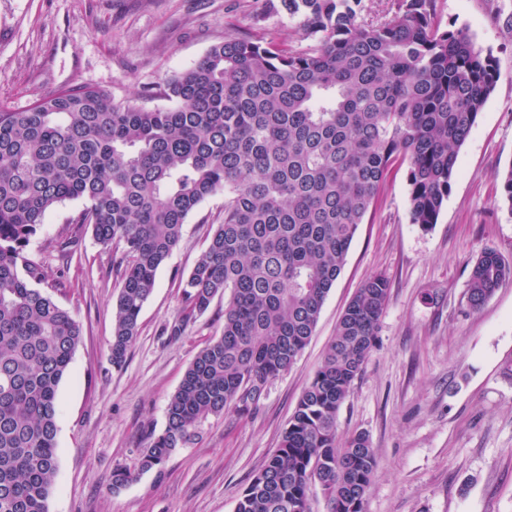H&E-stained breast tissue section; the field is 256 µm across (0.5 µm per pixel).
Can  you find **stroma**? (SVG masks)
<instances>
[{"mask_svg": "<svg viewBox=\"0 0 512 512\" xmlns=\"http://www.w3.org/2000/svg\"><path fill=\"white\" fill-rule=\"evenodd\" d=\"M441 28L466 29L494 58L499 79L461 147L437 224L410 223L405 170L391 176L360 224L309 344L272 379L249 415L203 420L158 468L140 471L150 434L197 352L224 327L227 297L180 335L181 281L224 216V196L200 204L161 265L126 363L112 364V307L122 286L116 246L72 220L84 203L50 209L28 252L63 280L50 295L83 330L58 388L59 466L49 512H235L278 448L356 290L390 285L376 346L338 414V432H365L377 454L365 512H512V280L479 308L467 303L484 248L512 260V208L501 179L512 169V0H436ZM229 36L302 52L300 17L272 0H0V103L23 110L59 89L90 86L115 103L164 108L167 80ZM79 233L63 261L56 245ZM133 479L112 488V471Z\"/></svg>", "mask_w": 512, "mask_h": 512, "instance_id": "stroma-1", "label": "stroma"}]
</instances>
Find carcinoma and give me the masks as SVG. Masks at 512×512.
I'll return each instance as SVG.
<instances>
[{
	"instance_id": "cac0c4a2",
	"label": "carcinoma",
	"mask_w": 512,
	"mask_h": 512,
	"mask_svg": "<svg viewBox=\"0 0 512 512\" xmlns=\"http://www.w3.org/2000/svg\"><path fill=\"white\" fill-rule=\"evenodd\" d=\"M304 19L305 52L227 37L164 88L169 108L118 105L85 86L25 110L0 104V512H48L58 471V387L82 340L71 314L33 286L52 274L27 247L46 212L121 246L112 364L126 362L139 315L188 216L224 193V217L182 282L183 321L231 293L221 336L199 350L139 468L164 464L208 416L255 408L313 336L359 224L407 164L409 219L438 222L458 151L499 78L468 31L442 30L435 0H398L387 22L361 0H280ZM512 263L486 248L471 269L479 309ZM389 300L382 276L356 291L279 448L235 512H364L377 460L368 435L337 418L376 344Z\"/></svg>"
}]
</instances>
